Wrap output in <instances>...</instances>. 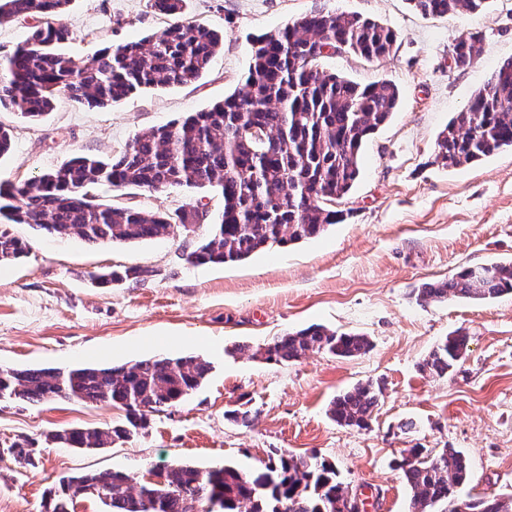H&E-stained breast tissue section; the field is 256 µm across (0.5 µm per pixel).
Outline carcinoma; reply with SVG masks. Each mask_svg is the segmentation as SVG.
Segmentation results:
<instances>
[{"instance_id":"1","label":"carcinoma","mask_w":512,"mask_h":512,"mask_svg":"<svg viewBox=\"0 0 512 512\" xmlns=\"http://www.w3.org/2000/svg\"><path fill=\"white\" fill-rule=\"evenodd\" d=\"M71 0H0V19L35 21L26 40L0 56V112L36 121L65 93L89 108L118 102L141 88H164L199 79L223 45V35L203 25H169L155 36L112 44L88 62L76 63L60 50L71 33L63 21ZM186 0H151V8L175 16ZM424 16L471 14L487 0H410ZM396 33L356 13L315 7L253 43L245 90L181 120L136 135L120 155L103 160L76 155L61 166L19 186L0 188V217L51 236L76 235L89 245L162 238L178 225L203 224L207 211L191 207L171 217L132 206L98 204L92 188L137 187L161 191L174 186H211L221 191L219 224L193 250L194 265L229 264L273 246L314 238L341 222L335 207L361 173L365 140L396 112L400 91L391 80L362 86L320 69L319 61L341 45L368 61L393 51ZM480 35L454 40L451 55L459 69L480 52ZM512 147V59L503 62L468 107L438 135L433 163L456 169ZM27 251L21 239L0 231V263ZM140 267L96 276L101 285L143 281ZM421 303L450 298L488 300L512 293V262L480 274L466 268L452 277L414 289ZM468 336L456 331L437 344L420 370L444 377L467 351ZM369 339L321 325L288 333L253 348L251 357L296 362L310 353L350 358L366 353ZM211 371L200 356L149 358L120 367L86 364L62 370L0 367V400L41 403L67 399L107 404L125 412L112 427H71L49 434L70 448H109L148 425V415L173 407L196 391ZM381 390L359 384L336 396L329 415L341 426L365 428ZM396 467L411 491L410 512H512V495L465 501L458 489L469 476L466 457L454 448L429 452L406 448ZM105 512H339L346 488L336 466L312 456L279 455L252 472L231 465L199 470L167 465L148 481L99 471L59 481L47 512H74L78 492Z\"/></svg>"}]
</instances>
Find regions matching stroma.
Listing matches in <instances>:
<instances>
[{"instance_id": "stroma-1", "label": "stroma", "mask_w": 512, "mask_h": 512, "mask_svg": "<svg viewBox=\"0 0 512 512\" xmlns=\"http://www.w3.org/2000/svg\"><path fill=\"white\" fill-rule=\"evenodd\" d=\"M317 6L370 17L398 35L392 54L379 61L349 54L322 60L325 70L359 84L389 79L400 90L397 111L363 147L359 180L337 204L344 222L226 265L187 260L224 207L208 187L96 189L98 201L171 215L204 205L207 223L153 240L91 247L75 236L9 225L29 249L0 266V366L66 369L198 355L212 370L187 399L152 413L145 430L109 448H67L49 435L118 423L120 409L0 401V512H45L64 475L140 476L163 464L254 471L276 453L334 463L349 492L367 497L368 512H409L410 490L396 462L415 447L465 455L463 496L512 494V294L429 304L413 294L422 282L512 260V149L453 171L432 163L438 134L512 58V0L435 17L408 0H186L181 22L224 34L223 50L200 79L141 89L96 109L61 95L35 123L0 112L13 140L0 156V184H20L76 154L119 155L136 134L210 109L241 88L253 36ZM64 21L71 38L63 50L82 64L106 45L160 33L172 19L149 0H71ZM467 32L480 34L481 52L459 69L451 43ZM129 267L152 275L107 287L95 280ZM312 324L366 335L372 347L352 358L314 353L290 363L239 351ZM458 330L469 343L454 373L420 372L419 362ZM368 381L383 388L369 427L336 424L330 402ZM241 406L252 413L251 427L226 417ZM23 440L28 465L8 453Z\"/></svg>"}]
</instances>
